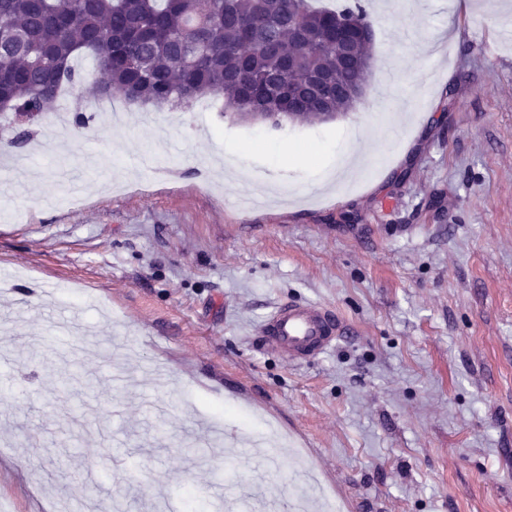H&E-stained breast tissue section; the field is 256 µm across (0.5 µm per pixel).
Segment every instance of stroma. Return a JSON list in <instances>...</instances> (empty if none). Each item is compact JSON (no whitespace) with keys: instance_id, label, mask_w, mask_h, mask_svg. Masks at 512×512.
<instances>
[{"instance_id":"obj_1","label":"stroma","mask_w":512,"mask_h":512,"mask_svg":"<svg viewBox=\"0 0 512 512\" xmlns=\"http://www.w3.org/2000/svg\"><path fill=\"white\" fill-rule=\"evenodd\" d=\"M360 4L397 73L384 111L152 123L116 94L126 125L0 179V358L33 384L0 447L39 473L0 475L12 512L92 487L252 512L302 460L342 512H512V0ZM288 298L350 336L302 366L261 351ZM62 307L95 331L70 366Z\"/></svg>"}]
</instances>
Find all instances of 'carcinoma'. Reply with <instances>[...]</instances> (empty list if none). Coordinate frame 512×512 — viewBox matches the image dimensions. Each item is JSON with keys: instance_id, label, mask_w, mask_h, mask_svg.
I'll return each instance as SVG.
<instances>
[{"instance_id": "obj_1", "label": "carcinoma", "mask_w": 512, "mask_h": 512, "mask_svg": "<svg viewBox=\"0 0 512 512\" xmlns=\"http://www.w3.org/2000/svg\"><path fill=\"white\" fill-rule=\"evenodd\" d=\"M366 19L357 2L315 9L310 0H0V112L40 122L66 86L81 87L74 60L89 54L112 90L133 102L189 110L224 100L231 118L251 107L274 125L316 119L312 90L288 105V86L341 69L325 34L336 20Z\"/></svg>"}]
</instances>
